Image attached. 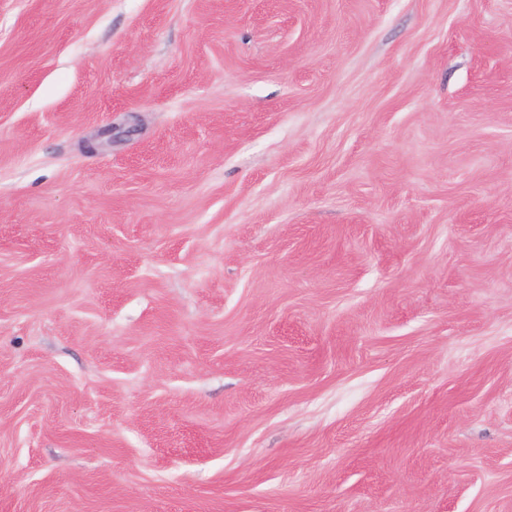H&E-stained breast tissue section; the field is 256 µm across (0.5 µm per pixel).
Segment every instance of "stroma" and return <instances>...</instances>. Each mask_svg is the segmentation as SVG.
<instances>
[{"label": "stroma", "instance_id": "35a3bbf8", "mask_svg": "<svg viewBox=\"0 0 512 512\" xmlns=\"http://www.w3.org/2000/svg\"><path fill=\"white\" fill-rule=\"evenodd\" d=\"M0 512H512V0H0Z\"/></svg>", "mask_w": 512, "mask_h": 512}]
</instances>
